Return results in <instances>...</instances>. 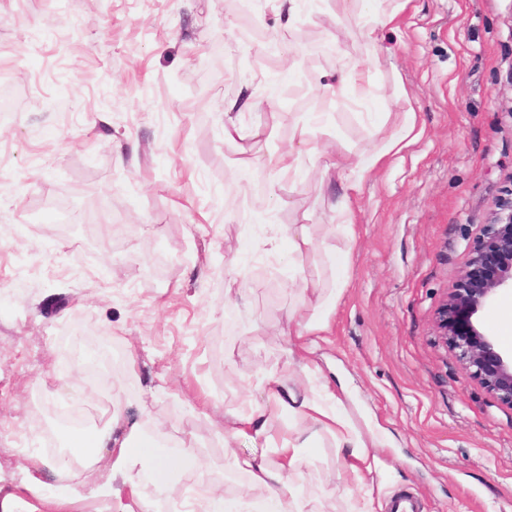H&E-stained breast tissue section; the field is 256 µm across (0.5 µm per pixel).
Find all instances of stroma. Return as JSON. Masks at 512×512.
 Instances as JSON below:
<instances>
[{
	"label": "stroma",
	"instance_id": "35a3bbf8",
	"mask_svg": "<svg viewBox=\"0 0 512 512\" xmlns=\"http://www.w3.org/2000/svg\"><path fill=\"white\" fill-rule=\"evenodd\" d=\"M251 26L266 40L246 42ZM335 31L326 0H301L288 24L273 0H0V87L17 113L0 122V487L16 494L11 512H105L94 468L62 510L53 483L26 489L28 458L49 453L30 432L59 436L56 408L90 403L66 381V354L93 349L100 332L136 355V369L111 367L116 399L161 442L192 433L209 481L247 492L217 430L255 398L243 378L256 368L303 379L278 331L295 304L288 262L259 241L305 213L310 269L326 266V250L351 253L314 360L350 380L357 430L388 432L379 502L512 512V407L466 380L435 331L484 225L512 199V0H413L401 29L383 33L389 57L347 40L369 78L363 104L326 89ZM404 91L426 134L366 182L355 241L317 159L300 178H264L260 203L243 191L225 204L248 161L287 145L289 125L321 113L335 152L353 153ZM245 97L241 121L260 134L226 141L224 104ZM83 187L106 205L88 246L84 225L60 234L49 208L83 204ZM232 275L249 305L226 300ZM340 461L323 436L302 486L313 512H346Z\"/></svg>",
	"mask_w": 512,
	"mask_h": 512
}]
</instances>
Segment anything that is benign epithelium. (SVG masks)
Here are the masks:
<instances>
[{
	"mask_svg": "<svg viewBox=\"0 0 512 512\" xmlns=\"http://www.w3.org/2000/svg\"><path fill=\"white\" fill-rule=\"evenodd\" d=\"M508 288L512 289V208L485 225L459 285L442 301L435 320L436 335L459 353L464 377L512 406V352L497 349L478 318L498 292Z\"/></svg>",
	"mask_w": 512,
	"mask_h": 512,
	"instance_id": "1",
	"label": "benign epithelium"
}]
</instances>
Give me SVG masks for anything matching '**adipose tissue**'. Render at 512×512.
<instances>
[{
	"instance_id": "obj_1",
	"label": "adipose tissue",
	"mask_w": 512,
	"mask_h": 512,
	"mask_svg": "<svg viewBox=\"0 0 512 512\" xmlns=\"http://www.w3.org/2000/svg\"><path fill=\"white\" fill-rule=\"evenodd\" d=\"M356 0H330L336 13L337 37L360 36L367 51L380 56L384 46L379 37L384 29H397L402 15L412 0H375L374 9L357 13ZM403 109L381 112L376 117L373 143L360 151L332 157L329 145L322 137L326 130L320 122H297L288 147L269 157L257 158L255 168L269 176H296L305 156L325 158L326 168L339 174L340 192L331 210L343 221L347 238H355L354 202L361 194L365 180L390 167L401 154L419 142L425 126L409 95H402ZM270 253H284L292 268V283L296 288L298 307H314L311 318H299L282 328V335L293 337L295 354L305 374L302 387H289L280 376L257 369L251 376L262 389L265 402H258L243 412L230 415L224 422V447L236 443L250 445L247 454L234 455L238 470L247 474L252 486L261 488L260 498L224 497L211 495V512H304L301 502L303 469L311 461V450L323 435H330L343 452V481L338 491L348 504V512H375L374 475L377 471L375 449L384 447L386 437L378 432L360 434L352 425L342 398L323 377L311 355L324 334L340 303L347 284L348 256L337 253L329 265L328 274H309L306 258L315 244L306 223L278 227L261 242ZM287 416L293 429L287 438L275 440L269 429L271 414ZM174 452L160 449L155 439L143 429L139 416L120 403L103 426L84 430L80 439L67 444V463L36 456L28 467L38 474L61 478L72 466L87 467L102 464V481L98 486L107 498L110 512H149L140 491L141 476H149L158 489H166L180 475L205 479V466L192 434H184L175 443Z\"/></svg>"
}]
</instances>
